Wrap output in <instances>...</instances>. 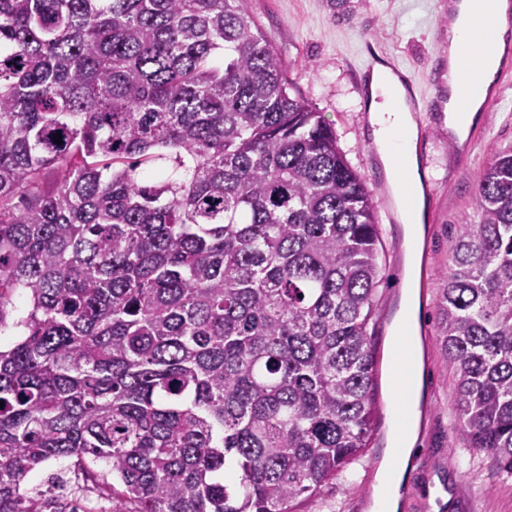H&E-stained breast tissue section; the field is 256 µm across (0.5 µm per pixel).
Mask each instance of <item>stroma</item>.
Segmentation results:
<instances>
[{"label":"stroma","mask_w":512,"mask_h":512,"mask_svg":"<svg viewBox=\"0 0 512 512\" xmlns=\"http://www.w3.org/2000/svg\"><path fill=\"white\" fill-rule=\"evenodd\" d=\"M248 9L280 56L293 92L314 105L336 135L347 161L375 189L381 173L371 154L372 134L356 77L367 46L395 62L420 85L424 97L443 103V87L425 78L446 63L448 7L442 0H248ZM512 148V78L498 83L470 129L465 146L448 139L445 113L419 115L417 153L430 178L417 275V334L423 363L419 440L405 473L400 512H512V477L474 451L461 429L456 378L444 348L443 293L449 249L463 225L475 219L474 192L486 167ZM384 256L375 290V321L368 328L381 357L380 424L369 447L346 471L293 512H367L377 463L392 421L390 336L406 277L402 224L376 211Z\"/></svg>","instance_id":"35a3bbf8"}]
</instances>
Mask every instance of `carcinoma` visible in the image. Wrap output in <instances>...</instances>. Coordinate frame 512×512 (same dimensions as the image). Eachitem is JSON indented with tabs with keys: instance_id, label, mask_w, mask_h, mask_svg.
I'll return each mask as SVG.
<instances>
[{
	"instance_id": "obj_1",
	"label": "carcinoma",
	"mask_w": 512,
	"mask_h": 512,
	"mask_svg": "<svg viewBox=\"0 0 512 512\" xmlns=\"http://www.w3.org/2000/svg\"><path fill=\"white\" fill-rule=\"evenodd\" d=\"M474 203L446 351L512 475V150ZM378 243L246 0H0V512L100 462L128 512H290L372 436Z\"/></svg>"
}]
</instances>
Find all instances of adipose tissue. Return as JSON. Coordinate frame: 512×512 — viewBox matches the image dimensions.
<instances>
[{"label":"adipose tissue","mask_w":512,"mask_h":512,"mask_svg":"<svg viewBox=\"0 0 512 512\" xmlns=\"http://www.w3.org/2000/svg\"><path fill=\"white\" fill-rule=\"evenodd\" d=\"M512 0H459L458 15L450 22L448 43V100L444 105L448 128L458 138H466L493 86L506 42L496 18L506 13ZM492 40L495 50L483 54L480 43ZM368 110L374 143L392 193L408 192L399 206L404 233L413 250L411 263H418L414 247L422 235L423 176L415 154L416 123L405 90L391 68L376 65L368 80ZM405 302L392 342L398 387L403 398L397 406L395 432L377 466L371 512H398L404 473L417 442V394L421 386V366L415 336L416 293L404 291Z\"/></svg>","instance_id":"ef3b65f1"}]
</instances>
